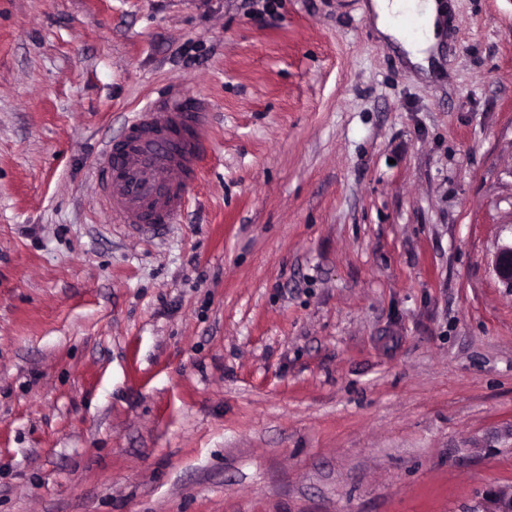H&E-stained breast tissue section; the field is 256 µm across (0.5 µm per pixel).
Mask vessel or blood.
Here are the masks:
<instances>
[{
  "instance_id": "obj_1",
  "label": "vessel or blood",
  "mask_w": 512,
  "mask_h": 512,
  "mask_svg": "<svg viewBox=\"0 0 512 512\" xmlns=\"http://www.w3.org/2000/svg\"><path fill=\"white\" fill-rule=\"evenodd\" d=\"M394 22L410 40L428 35L412 0H403ZM208 127L209 109L201 99H180L128 121L126 137L106 146L94 171L100 200L118 223L139 233L174 223L198 177Z\"/></svg>"
}]
</instances>
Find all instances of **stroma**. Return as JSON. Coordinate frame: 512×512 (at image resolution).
Here are the masks:
<instances>
[{
	"label": "stroma",
	"mask_w": 512,
	"mask_h": 512,
	"mask_svg": "<svg viewBox=\"0 0 512 512\" xmlns=\"http://www.w3.org/2000/svg\"><path fill=\"white\" fill-rule=\"evenodd\" d=\"M363 0H0V512H481L512 490V0L414 80ZM201 98L191 201L93 165ZM493 267L497 277L512 288V242L510 245H504L498 249Z\"/></svg>",
	"instance_id": "1"
}]
</instances>
